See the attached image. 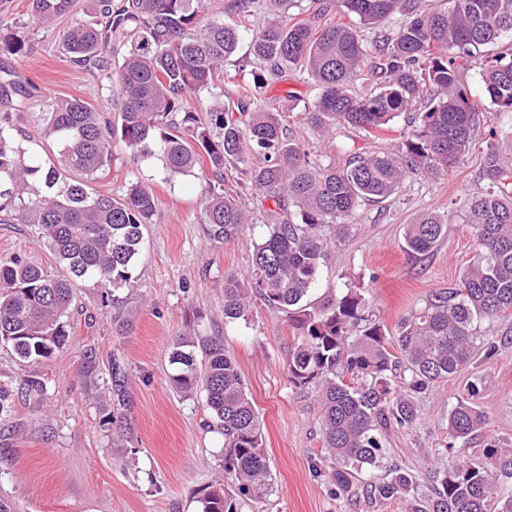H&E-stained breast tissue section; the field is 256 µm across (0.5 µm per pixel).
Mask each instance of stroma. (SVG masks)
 <instances>
[{"label":"stroma","mask_w":512,"mask_h":512,"mask_svg":"<svg viewBox=\"0 0 512 512\" xmlns=\"http://www.w3.org/2000/svg\"><path fill=\"white\" fill-rule=\"evenodd\" d=\"M88 3L79 0L77 15L42 26L32 20L29 0H0V35L24 45L22 54L0 53V75H16L37 96L77 97L110 112L107 72L73 63L62 46L73 19L96 22ZM316 94L313 84L289 70L260 96L285 110L296 100L312 102ZM4 112L16 145L44 162L56 158L55 143L29 113L0 104ZM114 155L96 187L119 197L140 181L156 197L130 285L112 299L89 282L76 288L69 339L43 362L20 364L10 348L0 347V381H10L12 391L11 408L0 420V499L13 512H198L204 489L224 480V437L203 395L188 397L170 385L169 357L182 336L220 340L241 369L270 468L272 491L261 512H425L434 470L463 452L447 443L448 412L475 377L481 380L477 402L489 416L486 436L512 445V343L504 342L494 357L419 395L415 423L388 429L384 466L367 479L378 481L395 467L413 476L414 493L387 504L337 493L329 466L318 459L314 396L294 388L286 373L297 343L287 313L256 299L243 318L224 319V278L251 281L263 218L244 225L234 240L215 239L203 222L197 179H168L160 161H134L120 144ZM482 167L476 147L447 174L411 177L397 195L362 206L349 236L329 248L310 293L313 303L347 286L362 289L365 316L392 331L432 291L455 287L477 253L468 225L450 223L447 237L423 257L404 251V232L422 214H452L453 202L484 191ZM13 257L52 275L60 271L34 226L0 223V260ZM90 347L99 374L86 385L77 371ZM115 364L126 375L120 398L111 389ZM33 376L47 381L38 397L25 385Z\"/></svg>","instance_id":"obj_1"}]
</instances>
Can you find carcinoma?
<instances>
[{"label": "carcinoma", "mask_w": 512, "mask_h": 512, "mask_svg": "<svg viewBox=\"0 0 512 512\" xmlns=\"http://www.w3.org/2000/svg\"><path fill=\"white\" fill-rule=\"evenodd\" d=\"M272 19L250 28L259 0H234L206 13L201 0H94L105 26L76 20L64 46L77 62L102 66L121 57L112 72L111 122L77 98H36L18 94L10 75L0 77V99L19 96L16 107L34 112L57 148V162L45 166L14 143L7 117H0V212L37 228V238L62 267L59 275L14 257L0 261V344L12 347L22 363L49 358L67 342L65 321L74 288L85 281L104 295L126 287L141 252L145 226L156 201L152 189L133 182L115 198L92 187L110 166L120 140L136 160L157 158L169 178L203 183L205 223L213 236L229 241L252 222L235 196L245 189L256 210L270 215L267 234L254 245V279L224 277V317L242 318L251 293L286 311L299 330L288 360L289 382L312 390L318 404L322 448L338 462L336 490L351 495L359 477L378 467L391 424L417 419L416 397L446 381L477 357L490 358L499 345L478 341L481 325L512 320V149L489 140L483 148L488 188L456 209L478 244L474 259L454 288L431 294L424 306L403 319L397 333L370 322L358 330L366 299L349 288L319 305L307 302L328 247L350 232V218L367 203L397 194L408 174L439 175L476 146L481 123L512 115V47L497 53L478 72L490 108L468 94L467 64L485 48L512 40V0H446L425 8L422 0H338L341 15L359 24L330 22L316 11L294 21L284 13L294 0H266ZM75 0H31L34 19L49 25L68 14ZM231 11L238 20L224 22ZM390 25L368 42L361 28ZM249 38L261 64L250 78L224 90V62ZM371 63L370 87L352 86ZM297 69L317 86L303 106L305 123L324 138L339 126L365 136L392 130L404 112H419L403 132L397 151L345 150L343 164H323L317 148L292 135L290 113L266 105L260 89L285 69ZM218 93L216 111L200 93ZM208 112L207 121L197 116ZM263 162L249 165L250 155ZM240 165L244 180L224 188V165ZM43 180L48 193L32 191ZM272 202L266 207L265 202ZM448 217L426 214L407 225L405 250L430 254L447 234ZM173 387L186 396L201 391L224 435V479L206 488L199 512H241L263 502L271 491L262 433L237 363L218 341L184 336L170 355ZM97 354H83L81 377L96 378ZM448 412V436L468 443L489 419L475 401L479 383ZM410 474L393 472L374 485L373 497L410 495ZM429 512H512V448L490 438L483 447L437 471Z\"/></svg>", "instance_id": "obj_1"}]
</instances>
